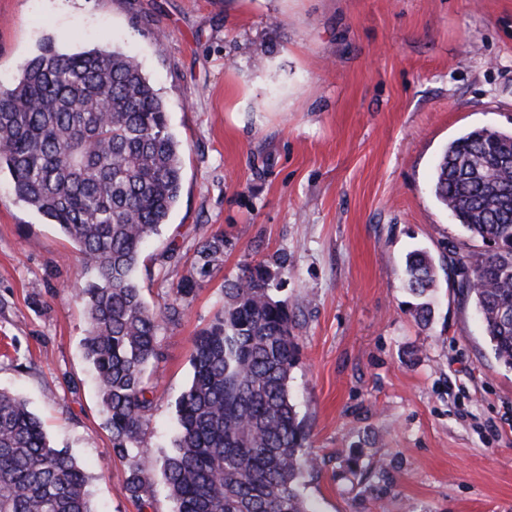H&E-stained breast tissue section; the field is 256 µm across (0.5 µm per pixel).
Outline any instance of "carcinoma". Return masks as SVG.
Here are the masks:
<instances>
[{"label":"carcinoma","mask_w":512,"mask_h":512,"mask_svg":"<svg viewBox=\"0 0 512 512\" xmlns=\"http://www.w3.org/2000/svg\"><path fill=\"white\" fill-rule=\"evenodd\" d=\"M183 150L166 103L138 60L108 44L78 52L49 40L0 89V170L15 197L75 246L73 295L87 312L84 341L113 453L144 457L163 322L176 324L190 277L163 310L150 309L135 275L142 246L159 234L180 196ZM439 204L485 248L459 260L461 293L480 312L499 364L512 369V132L472 130L453 139L436 167ZM224 237L201 236L195 270L219 266ZM286 260L243 265L224 285V307L193 339L192 378L176 404L178 430L163 463L175 512H314L301 487L318 469L291 394L298 363L292 304L279 296ZM408 290L434 287L428 252L406 259ZM139 465L124 480L142 502ZM0 512H95L74 459L51 446L41 420L0 390Z\"/></svg>","instance_id":"obj_1"}]
</instances>
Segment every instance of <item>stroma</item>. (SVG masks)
Instances as JSON below:
<instances>
[{"label": "stroma", "instance_id": "35a3bbf8", "mask_svg": "<svg viewBox=\"0 0 512 512\" xmlns=\"http://www.w3.org/2000/svg\"><path fill=\"white\" fill-rule=\"evenodd\" d=\"M47 36L134 56L184 148L179 203L143 253L148 305L192 274L200 234L226 240L158 332L139 504L84 355L75 247L0 173V388L74 458L96 512H173L162 463L191 340L225 278L279 254L282 294L301 302L291 389L316 512H512V369L457 288L479 243L432 192L448 142L512 131V0H0V82ZM417 248L437 264L426 325L403 273Z\"/></svg>", "mask_w": 512, "mask_h": 512}]
</instances>
